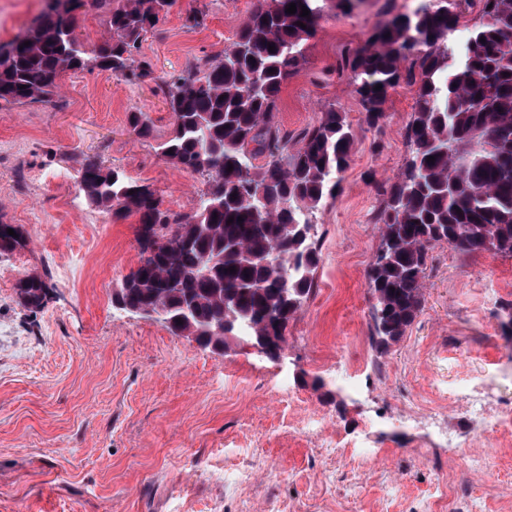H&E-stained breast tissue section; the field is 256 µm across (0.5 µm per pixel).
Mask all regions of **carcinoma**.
I'll return each instance as SVG.
<instances>
[{"label":"carcinoma","mask_w":512,"mask_h":512,"mask_svg":"<svg viewBox=\"0 0 512 512\" xmlns=\"http://www.w3.org/2000/svg\"><path fill=\"white\" fill-rule=\"evenodd\" d=\"M90 2L109 10L110 30L92 53L75 35ZM459 2L422 0L393 15L347 60L370 129L384 118L389 91L417 86L404 133L410 157L384 191L375 216L379 258L367 270L370 339L379 357L421 312L435 246L512 256V0H481L471 26L460 23ZM292 3L296 13L289 14ZM327 4L258 0L221 57L162 79L174 128L161 153L208 178L194 212L162 208L148 187L97 161L83 166L79 186L87 199L114 216H138L141 252L154 250L113 293L116 304L160 310L170 332L191 329L206 348L224 343L208 333L224 323L231 335L246 328L250 340L265 339L269 356L280 354L288 324L315 292L320 249L308 215L334 194L356 139L345 113L334 109L296 144L276 121L282 86L306 62L304 46ZM160 10L161 0H122L116 8L112 0H63L62 9L43 12L0 44V104L48 103L70 70L151 76L141 43ZM128 125L141 138L151 135L143 112L129 113ZM260 156L265 162L254 164ZM26 244L20 227L0 224V255ZM18 288L36 314L53 284L45 274Z\"/></svg>","instance_id":"1"}]
</instances>
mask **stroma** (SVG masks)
Returning a JSON list of instances; mask_svg holds the SVG:
<instances>
[{
  "label": "stroma",
  "instance_id": "35a3bbf8",
  "mask_svg": "<svg viewBox=\"0 0 512 512\" xmlns=\"http://www.w3.org/2000/svg\"><path fill=\"white\" fill-rule=\"evenodd\" d=\"M254 3L175 0L142 39L153 76L69 71L51 102L0 108V223L27 239L0 256V512H455L441 497L454 486L512 512V431L493 426L512 412V257L435 247L405 337L381 358L369 340L373 217L409 157L415 90H391L380 131L367 130L346 61L407 0L327 8L280 94L289 137L332 108L357 134L312 218L317 288L280 357L236 338L204 348L113 306L140 262L138 219L91 205L78 172L95 160L195 211L206 180L161 154L174 117L157 83L222 54ZM44 273L53 297L33 314L16 285Z\"/></svg>",
  "mask_w": 512,
  "mask_h": 512
}]
</instances>
